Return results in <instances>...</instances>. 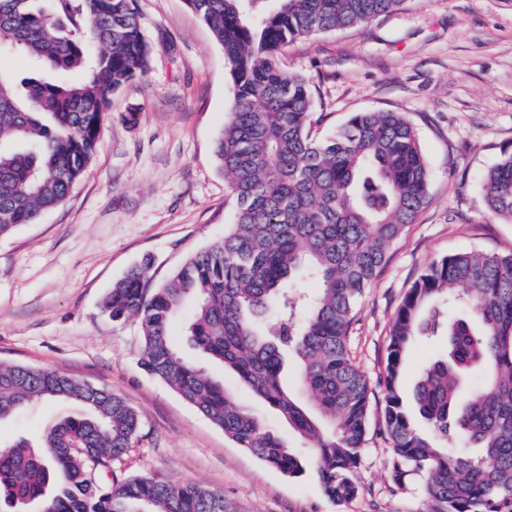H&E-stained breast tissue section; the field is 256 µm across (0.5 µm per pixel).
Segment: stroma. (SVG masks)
<instances>
[{"mask_svg": "<svg viewBox=\"0 0 512 512\" xmlns=\"http://www.w3.org/2000/svg\"><path fill=\"white\" fill-rule=\"evenodd\" d=\"M136 4L147 72L113 95L66 200L0 239V363L60 370L123 397L141 425L112 463L119 475L199 483L239 512H427L421 478L393 476L379 381L397 310L432 261L512 252V223L489 213L482 181L512 153V0H405L368 24L297 40L281 57L309 83L315 137L357 112H396L415 126L431 172L427 204L357 306L350 355L373 393L357 493L344 501L313 474L268 467L146 374L137 322L102 308L132 266L148 263L147 285L158 287L223 238L234 215L214 157L231 97L223 48L185 0ZM70 409L45 401L1 420L0 445L37 437Z\"/></svg>", "mask_w": 512, "mask_h": 512, "instance_id": "1", "label": "stroma"}]
</instances>
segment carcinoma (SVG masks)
I'll use <instances>...</instances> for the list:
<instances>
[{"label":"carcinoma","mask_w":512,"mask_h":512,"mask_svg":"<svg viewBox=\"0 0 512 512\" xmlns=\"http://www.w3.org/2000/svg\"><path fill=\"white\" fill-rule=\"evenodd\" d=\"M0 0V238L62 203L84 174L112 96L146 72L149 46L134 0ZM224 50L231 81L215 159L234 201L224 239L157 288L134 266L105 297L114 321L141 327L140 365L224 435L271 468L311 465L323 493L356 494L371 391L353 363L355 310L389 250L428 199L430 168L415 126L396 112H357L336 132H310L307 81L280 66L288 44L364 25L405 0H186ZM59 74L60 80L47 77ZM485 205L512 223V153L483 175ZM318 283L308 296L299 284ZM191 304L186 333L314 450L308 460L184 358L170 325ZM446 337L406 410L401 370L418 336ZM314 413L283 383L286 355ZM382 417L396 477L424 483L430 512H512V252H459L432 262L396 314L382 381ZM78 412L37 442L0 448V501L41 512H238L192 482L101 475L132 446L140 421L124 398L59 371L0 366V420L40 401Z\"/></svg>","instance_id":"obj_1"}]
</instances>
